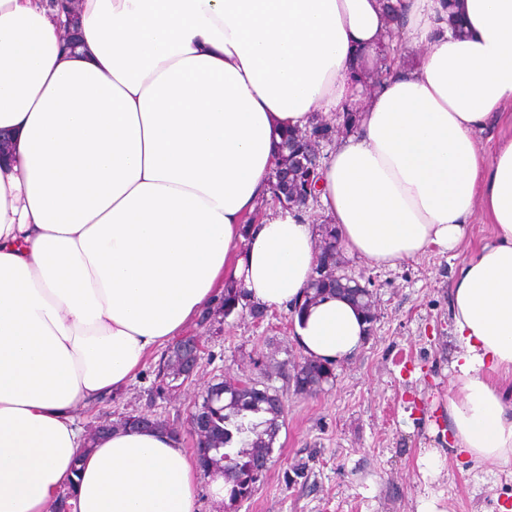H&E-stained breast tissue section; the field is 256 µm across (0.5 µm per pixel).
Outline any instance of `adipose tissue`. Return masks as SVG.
I'll list each match as a JSON object with an SVG mask.
<instances>
[{
	"mask_svg": "<svg viewBox=\"0 0 512 512\" xmlns=\"http://www.w3.org/2000/svg\"><path fill=\"white\" fill-rule=\"evenodd\" d=\"M80 0L65 48L50 0H0V512H196L199 467L174 435L89 442L77 408L123 389L225 285L265 309L304 297L313 219L393 265L489 243L451 287L448 418L460 453L512 462V0ZM399 30L410 64L386 58ZM356 111L319 169L317 215L247 214L287 130ZM460 250V249H459ZM363 312L328 294L296 326L314 360L354 357ZM492 238V226L488 224L479 210L475 211L470 224L466 225L464 246L472 249L480 244L490 241Z\"/></svg>",
	"mask_w": 512,
	"mask_h": 512,
	"instance_id": "1",
	"label": "adipose tissue"
}]
</instances>
